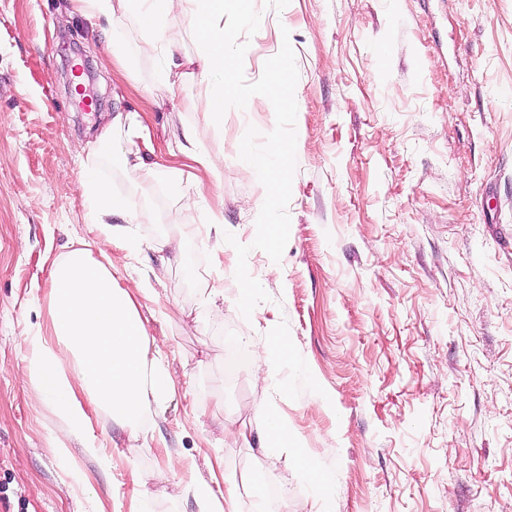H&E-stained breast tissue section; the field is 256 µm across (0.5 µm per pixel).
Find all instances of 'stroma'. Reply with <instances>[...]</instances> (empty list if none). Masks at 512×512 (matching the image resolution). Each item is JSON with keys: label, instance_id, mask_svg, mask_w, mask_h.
<instances>
[{"label": "stroma", "instance_id": "stroma-1", "mask_svg": "<svg viewBox=\"0 0 512 512\" xmlns=\"http://www.w3.org/2000/svg\"><path fill=\"white\" fill-rule=\"evenodd\" d=\"M286 40L297 171L272 274L251 246L265 190L236 158L248 126L273 129L266 98L210 124L184 107L195 85L158 86L133 43L127 68L109 64L107 36L70 0H0V512H130L139 494L148 512H199L175 457L206 481L221 467L254 480L238 512H319L317 474L335 481V512H512V0H290L263 11L248 81ZM76 64L93 72L88 112L72 105ZM129 111L204 184L188 210L165 180L138 183L112 159L97 171L147 213L141 250L114 257L112 275L150 284L140 312L180 385L146 439L101 414V457L75 445L63 458L55 417L24 383L19 335L48 325L51 264L88 234L78 150ZM188 129L223 154L221 182L175 153ZM210 209L250 246L269 295L250 318ZM167 234L180 253L154 250ZM275 337L287 349L266 381L256 366ZM264 408L287 446L269 447Z\"/></svg>", "mask_w": 512, "mask_h": 512}]
</instances>
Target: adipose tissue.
<instances>
[{
    "label": "adipose tissue",
    "instance_id": "adipose-tissue-1",
    "mask_svg": "<svg viewBox=\"0 0 512 512\" xmlns=\"http://www.w3.org/2000/svg\"><path fill=\"white\" fill-rule=\"evenodd\" d=\"M73 9L91 26L111 32L133 20L141 55L159 60V79L173 87L188 81L198 87L188 107L212 122H222L224 102L238 97L240 88L224 76L226 44L225 0H72ZM189 17L195 29L196 55L176 59L181 34L176 17ZM126 144L119 157L123 168L144 178L164 173L176 186H186V200L201 195L199 182L184 181L181 169L154 160L155 149L141 113L117 114L84 147L88 171L79 189L87 200L90 218L101 244L131 251L140 242L134 234H114L108 219L114 212L128 213L137 221L139 211L131 198L113 195L100 182L95 169L111 156L113 143ZM47 331H23L24 382L39 403L56 416L63 432L53 444L68 453L71 441L83 452L99 456L102 444L93 434L92 415L103 411L124 423L133 436L145 433L153 402L170 395L176 382L165 367L160 349L154 348L138 308V295L119 287L111 266L79 247L56 260L50 271ZM246 485L237 477L224 479L223 491L211 482L189 477L184 492L192 494L200 512H236Z\"/></svg>",
    "mask_w": 512,
    "mask_h": 512
}]
</instances>
